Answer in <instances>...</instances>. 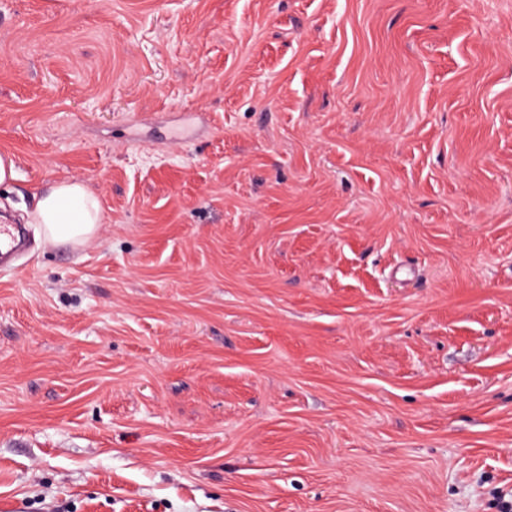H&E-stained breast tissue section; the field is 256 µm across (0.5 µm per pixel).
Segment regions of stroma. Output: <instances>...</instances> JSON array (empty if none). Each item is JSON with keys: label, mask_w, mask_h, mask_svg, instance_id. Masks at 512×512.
<instances>
[{"label": "stroma", "mask_w": 512, "mask_h": 512, "mask_svg": "<svg viewBox=\"0 0 512 512\" xmlns=\"http://www.w3.org/2000/svg\"><path fill=\"white\" fill-rule=\"evenodd\" d=\"M1 148L0 512H503L512 0H0ZM35 206L26 224H38L37 234L44 245L85 246L94 241L101 228L100 199L77 179L62 180L34 193Z\"/></svg>", "instance_id": "35a3bbf8"}]
</instances>
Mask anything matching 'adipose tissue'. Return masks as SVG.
Here are the masks:
<instances>
[{"label":"adipose tissue","instance_id":"adipose-tissue-1","mask_svg":"<svg viewBox=\"0 0 512 512\" xmlns=\"http://www.w3.org/2000/svg\"><path fill=\"white\" fill-rule=\"evenodd\" d=\"M35 206L28 215L44 245L74 248L94 241L101 228L100 199L77 179L62 180L36 190Z\"/></svg>","mask_w":512,"mask_h":512}]
</instances>
